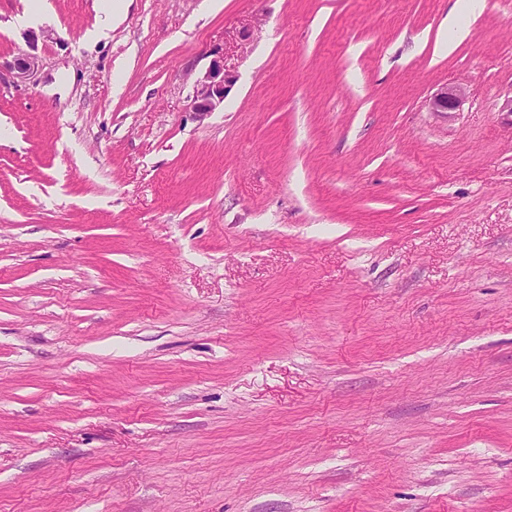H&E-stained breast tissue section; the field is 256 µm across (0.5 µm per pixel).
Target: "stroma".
Wrapping results in <instances>:
<instances>
[{"instance_id": "1", "label": "stroma", "mask_w": 512, "mask_h": 512, "mask_svg": "<svg viewBox=\"0 0 512 512\" xmlns=\"http://www.w3.org/2000/svg\"><path fill=\"white\" fill-rule=\"evenodd\" d=\"M221 3L0 0V512H512V0ZM208 64L199 69L192 80L188 112L204 115L214 112L235 83L236 76L225 64L224 51L215 50ZM466 98V89L454 84L441 88L429 100L430 112L447 114L459 110Z\"/></svg>"}]
</instances>
